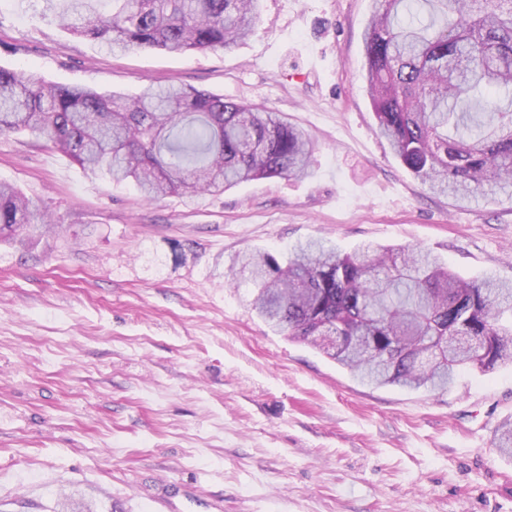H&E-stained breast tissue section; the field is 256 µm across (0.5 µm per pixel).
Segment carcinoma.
I'll use <instances>...</instances> for the list:
<instances>
[{"mask_svg": "<svg viewBox=\"0 0 512 512\" xmlns=\"http://www.w3.org/2000/svg\"><path fill=\"white\" fill-rule=\"evenodd\" d=\"M73 35L122 50H224L246 37L258 0H44ZM365 80L381 134L431 190L468 197L512 185V0H372ZM47 139L87 174L132 181L147 201L309 174L312 141L276 113L193 87L129 98L0 67V134ZM50 229L30 198L0 183V244ZM251 306L374 385L444 389L460 367L512 362V283L465 280L419 247L341 254L317 240L280 261L249 252ZM473 336L482 347L454 343ZM512 455V422L496 430ZM57 512H93L75 491Z\"/></svg>", "mask_w": 512, "mask_h": 512, "instance_id": "carcinoma-1", "label": "carcinoma"}]
</instances>
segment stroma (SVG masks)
<instances>
[{"label":"stroma","mask_w":512,"mask_h":512,"mask_svg":"<svg viewBox=\"0 0 512 512\" xmlns=\"http://www.w3.org/2000/svg\"><path fill=\"white\" fill-rule=\"evenodd\" d=\"M372 0H261L237 45L112 53L43 0H0V66L129 96L192 86L280 113L310 174L148 202L43 138L0 135V182L58 233L0 245V512L66 491L105 512H512V364L446 389L359 383L273 332L228 276L244 249L420 246L466 279L512 281V189L433 194L381 137L366 94Z\"/></svg>","instance_id":"stroma-1"}]
</instances>
